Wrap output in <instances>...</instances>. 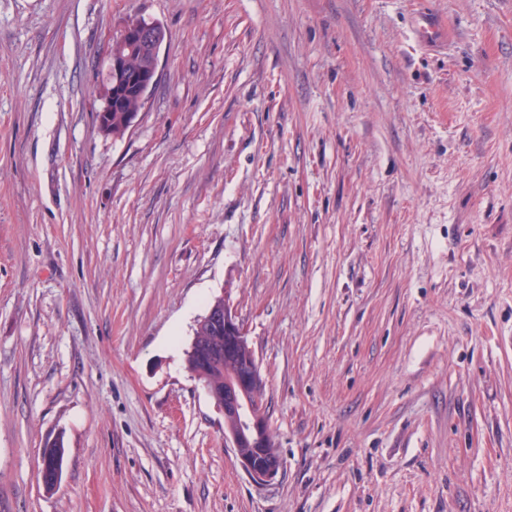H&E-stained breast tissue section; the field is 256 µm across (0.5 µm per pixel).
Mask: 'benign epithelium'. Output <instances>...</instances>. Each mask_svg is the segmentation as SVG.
Listing matches in <instances>:
<instances>
[{
    "label": "benign epithelium",
    "mask_w": 512,
    "mask_h": 512,
    "mask_svg": "<svg viewBox=\"0 0 512 512\" xmlns=\"http://www.w3.org/2000/svg\"><path fill=\"white\" fill-rule=\"evenodd\" d=\"M162 36L144 30L134 42L119 37L107 49L103 83L142 79L139 73L130 74L129 57L144 48L152 51V71L147 78L157 77ZM200 326L224 334V391L220 409L224 414V446L232 449L250 481L258 488L269 486L280 474L282 463L277 449L272 447L264 399L265 384L253 348L248 342L229 300L215 302L202 318ZM194 363L208 369L219 361L205 343L193 341Z\"/></svg>",
    "instance_id": "obj_1"
}]
</instances>
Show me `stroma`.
<instances>
[{
	"instance_id": "1",
	"label": "stroma",
	"mask_w": 512,
	"mask_h": 512,
	"mask_svg": "<svg viewBox=\"0 0 512 512\" xmlns=\"http://www.w3.org/2000/svg\"><path fill=\"white\" fill-rule=\"evenodd\" d=\"M218 296L263 489L185 367ZM0 512H512V0H0ZM415 31L421 42L428 48L439 47L445 40V32L438 16L430 11L420 12L414 23ZM136 21H130L122 31V35L118 40L114 41L107 49L105 54V71L102 73L103 83L108 88V99L105 108L99 113V124L105 127L107 113L111 112V120H108L107 128L112 126V130H102L107 135H112L113 138H122L129 130L128 126V112L130 115V127L133 126L136 118L138 117L141 109L144 106V101L141 100V96H146L150 86L139 87L138 83H134L137 80L143 78L140 73H135L129 78V66L128 59L132 54L143 51L147 46L151 49L154 58L152 71L145 78L149 79L151 84L154 83L157 77L159 53L164 39L157 32L148 30L150 26L144 30L140 38L135 42L124 40V35L127 31L135 25ZM115 77L116 83L126 82L128 79L132 85L127 84L124 86H115V80L112 82V78ZM122 78L124 80H122ZM112 90L113 95L116 98L112 104ZM220 298L224 302H215ZM208 308L200 327L224 334L216 337L207 333L205 328L195 329L194 333L196 336H212L203 339L219 347L222 357L224 346V372L215 368L206 375L207 382L215 390H223L224 386L219 405L224 414V446L232 448L250 481L257 488H263L275 482L282 463L277 449L271 447L264 399L265 384L259 364L230 301L218 297L208 304ZM196 336L191 349L194 363L199 368L209 369L219 361V356L213 354L204 342L200 343ZM241 448H251V451L242 452Z\"/></svg>"
}]
</instances>
